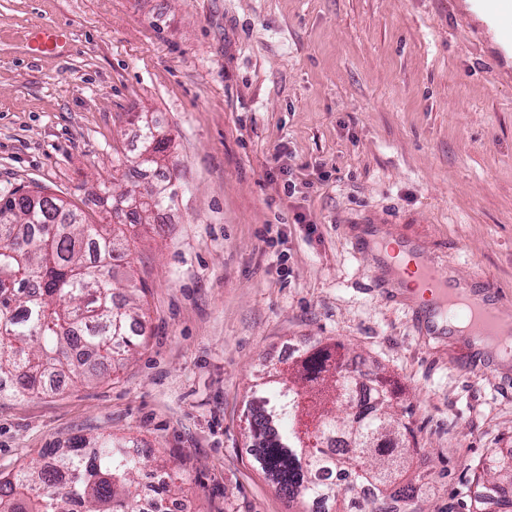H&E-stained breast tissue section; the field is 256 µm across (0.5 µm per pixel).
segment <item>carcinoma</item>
Returning <instances> with one entry per match:
<instances>
[{
	"label": "carcinoma",
	"instance_id": "1",
	"mask_svg": "<svg viewBox=\"0 0 512 512\" xmlns=\"http://www.w3.org/2000/svg\"><path fill=\"white\" fill-rule=\"evenodd\" d=\"M140 138L148 158L139 166H161L166 142L159 127L141 121ZM29 197L21 189L0 196V376L10 377L11 393L21 396L47 391L55 377L84 379L91 362L103 377L143 337L134 289L119 299L112 282L114 261L128 245L108 225L85 223L60 198L47 195L33 207ZM166 199L164 185L127 191L125 202L138 201L127 212L131 223ZM339 349L313 347L288 372L258 375L245 402L250 453L290 503L320 497L332 512H345L347 489L311 480L335 469L373 487L361 512H387L391 497L414 498L412 483L396 479L404 453L395 450L413 430L392 413L383 386L374 388L369 407L354 411L360 376ZM336 434L348 436L353 448L330 456L322 445ZM142 468L128 442L110 434L77 442L50 462L0 477V512H71L75 498L84 512H140L135 483ZM475 483L492 491L497 512H512V455L490 456Z\"/></svg>",
	"mask_w": 512,
	"mask_h": 512
}]
</instances>
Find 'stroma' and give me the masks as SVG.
I'll list each match as a JSON object with an SVG mask.
<instances>
[{"instance_id": "stroma-1", "label": "stroma", "mask_w": 512, "mask_h": 512, "mask_svg": "<svg viewBox=\"0 0 512 512\" xmlns=\"http://www.w3.org/2000/svg\"><path fill=\"white\" fill-rule=\"evenodd\" d=\"M48 25L63 54L32 51ZM143 113L168 167L114 180ZM155 184L171 199L114 266L143 290L142 345L104 378L0 394V472L109 434L166 459L183 512H292L244 401L287 346L336 342L414 432L412 508L469 512L473 469L512 452V367L472 373L469 341L421 335L355 245L388 225L512 305V57L472 0H0V196L111 224L104 193Z\"/></svg>"}]
</instances>
